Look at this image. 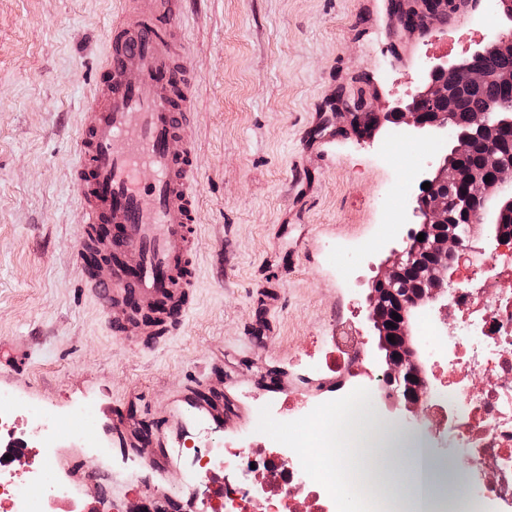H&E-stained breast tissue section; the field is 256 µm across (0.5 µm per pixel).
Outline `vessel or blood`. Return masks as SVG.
Masks as SVG:
<instances>
[{
  "label": "vessel or blood",
  "mask_w": 512,
  "mask_h": 512,
  "mask_svg": "<svg viewBox=\"0 0 512 512\" xmlns=\"http://www.w3.org/2000/svg\"><path fill=\"white\" fill-rule=\"evenodd\" d=\"M186 0H122L102 77L82 114L72 183L82 252L116 254L86 287L118 336L156 343L180 326L195 286L194 77ZM154 176L142 180L140 168Z\"/></svg>",
  "instance_id": "obj_1"
}]
</instances>
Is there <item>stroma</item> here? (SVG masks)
I'll return each mask as SVG.
<instances>
[{
  "label": "stroma",
  "instance_id": "obj_1",
  "mask_svg": "<svg viewBox=\"0 0 512 512\" xmlns=\"http://www.w3.org/2000/svg\"><path fill=\"white\" fill-rule=\"evenodd\" d=\"M389 0H191L183 18L195 75L197 284L177 330L151 350L115 336L84 291L71 183L82 110L121 0H0V390L62 413L53 455L104 474L86 512H142L158 495L208 512L167 446L222 393L203 448L261 432L278 446L289 405L334 408L333 437L358 394L325 397L317 369L337 321L365 328L375 279L410 208L385 198L411 176L387 144L350 130L337 98L389 112L419 86L425 57L463 55L473 22L406 32ZM94 423L80 436L73 405ZM154 439L130 446L136 422ZM49 454V455H52ZM28 447L16 473L46 466ZM152 479L133 489L130 462Z\"/></svg>",
  "mask_w": 512,
  "mask_h": 512
}]
</instances>
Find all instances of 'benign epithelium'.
<instances>
[{
    "label": "benign epithelium",
    "instance_id": "1",
    "mask_svg": "<svg viewBox=\"0 0 512 512\" xmlns=\"http://www.w3.org/2000/svg\"><path fill=\"white\" fill-rule=\"evenodd\" d=\"M486 8L503 12L504 18L497 28L463 59H424L420 65L424 85L405 106L391 112H376L360 105L350 111V125L361 137L372 136L381 125L390 122L404 124L439 141L454 142L449 154L427 160L415 189L416 206L412 211L419 225L407 229L401 249L394 251L393 260L375 281L367 315L386 366L385 375L392 384L395 407L402 410L404 425L419 431L427 429L425 409L434 389L418 359V346L411 334L412 314L417 309L426 310L444 322L448 261L486 222L491 200L508 196L493 214L484 238L485 250L496 249L500 237L508 232L505 224L512 220V152L499 149L502 133L512 130V102L473 114L468 128L462 132H454L452 118L454 96L459 88L488 80L512 87V70L490 75L481 67V61L489 56L512 55V0H486ZM474 143L489 150V166L483 170L464 163ZM425 182L430 183V189L422 188ZM462 184L467 195H453V188ZM420 233L424 234L422 241L417 240ZM411 270L417 275L416 292L403 293L397 285ZM394 312L401 320L394 319Z\"/></svg>",
    "mask_w": 512,
    "mask_h": 512
}]
</instances>
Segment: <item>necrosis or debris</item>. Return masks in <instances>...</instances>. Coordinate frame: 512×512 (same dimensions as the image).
Segmentation results:
<instances>
[{"label": "necrosis or debris", "mask_w": 512, "mask_h": 512, "mask_svg": "<svg viewBox=\"0 0 512 512\" xmlns=\"http://www.w3.org/2000/svg\"><path fill=\"white\" fill-rule=\"evenodd\" d=\"M448 328L432 333L443 346L438 368L447 394L430 405L429 420L447 425L449 433L466 448V455L450 458L464 477L481 474L496 512H512V235L506 236L490 259L480 248L457 250L448 267ZM329 341L335 350L329 359L337 388H344L365 360L359 336L338 328ZM17 398L0 392V512H81L92 497L96 474L75 480L63 465L31 470L25 483L7 476L9 438ZM191 481L210 482L211 512H335V488L328 481L331 469L323 456L297 447L275 452L255 436L244 443L213 448L202 454L187 448L178 453ZM249 470L263 482L262 497L233 477ZM223 482H215L216 472Z\"/></svg>", "instance_id": "1"}]
</instances>
